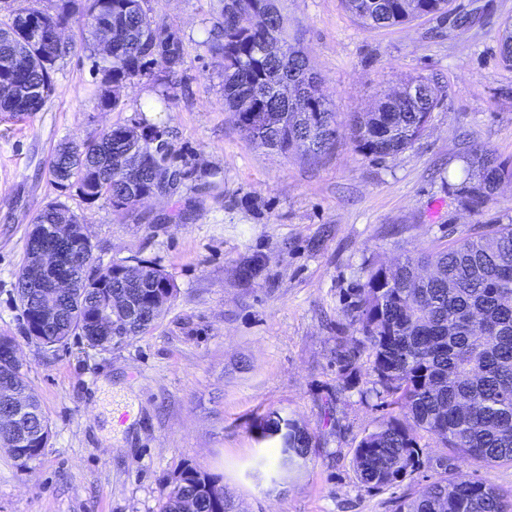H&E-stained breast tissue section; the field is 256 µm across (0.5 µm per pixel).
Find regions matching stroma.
Returning a JSON list of instances; mask_svg holds the SVG:
<instances>
[{"instance_id":"1","label":"stroma","mask_w":512,"mask_h":512,"mask_svg":"<svg viewBox=\"0 0 512 512\" xmlns=\"http://www.w3.org/2000/svg\"><path fill=\"white\" fill-rule=\"evenodd\" d=\"M151 5L185 46L158 115L193 172L174 193L119 211L56 189L48 164L58 144L158 103L159 81L137 78L122 109L100 111L79 28L65 32L73 48L41 112H0V334L16 342L50 427L28 466L0 447V512H161L169 482L188 467L220 478L239 512H394L443 469L512 489L511 465L461 462L423 432L418 472L396 487L360 484L354 451L396 410L336 366V339L352 333L346 305L371 264L512 222V182L477 213L448 193L472 143L512 162V66L499 56L512 0H452L447 17L384 28L362 26L341 0H278L342 125L405 79L437 82L442 101L424 134L382 162L358 152L344 128L314 161L248 142L205 44L215 0ZM215 169L224 182L206 188ZM58 199L84 216L102 262L147 260L175 282L148 333L109 350L26 336L16 276L36 215ZM271 414L313 437L294 471L278 466L280 441L257 438L258 418Z\"/></svg>"}]
</instances>
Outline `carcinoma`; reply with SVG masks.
I'll return each instance as SVG.
<instances>
[{
	"label": "carcinoma",
	"instance_id": "1",
	"mask_svg": "<svg viewBox=\"0 0 512 512\" xmlns=\"http://www.w3.org/2000/svg\"><path fill=\"white\" fill-rule=\"evenodd\" d=\"M365 27H388L425 15L445 16L450 0H342ZM220 21L206 41L224 71V101L244 138L282 154L315 160L335 140L308 137L309 127L336 124L320 75L309 65L297 40L288 34L276 0H217ZM82 21L91 71L99 80L98 107L115 111L123 90L159 66L169 76L184 65V44L177 32L156 18L150 0H56L53 11L33 0H12L0 21V112L29 116L55 91L58 62L71 45L44 44L40 29ZM114 29L112 56L100 57L91 39L97 24ZM500 56L512 66V21L504 23ZM285 80L310 94L316 111H296L291 97L275 96L270 82ZM440 99L431 80L411 77L381 97L374 109L348 120L355 148L374 160L393 157L421 136ZM166 131L146 115L130 124L89 136L80 145L64 144L52 154L49 173L61 192L75 191L88 203L101 198L122 210L153 192L176 190L192 172L176 167ZM512 179V166L488 146L475 143L464 156L463 177L448 192L467 210L491 202L499 185ZM34 224L84 225V217L63 202L47 203ZM29 260L17 273L16 295L24 324L38 330L37 341L54 347L68 343L90 324L88 316L106 308L112 297L133 301L141 314L123 321L113 312L108 336L86 337L87 346L112 349L141 336L163 316L176 297L173 280L150 263L131 276L106 270L109 288L81 284L57 304V315L28 288ZM351 336L337 337L336 362L347 382L360 383L357 360L371 356V391L390 399L399 413L367 433L354 452L360 483L389 487L423 464L420 430L439 448L464 461L512 464V224H492L448 249L407 256L393 267L372 265L347 311ZM0 376L24 389L21 365L3 362ZM20 428L13 457L21 465L37 459L28 433L48 426L38 400ZM312 435L288 421L290 468L307 458ZM238 512L218 478L194 468L183 470L168 486L162 512ZM395 512H512V495L478 481H458L443 472L414 498L397 502Z\"/></svg>",
	"mask_w": 512,
	"mask_h": 512
}]
</instances>
